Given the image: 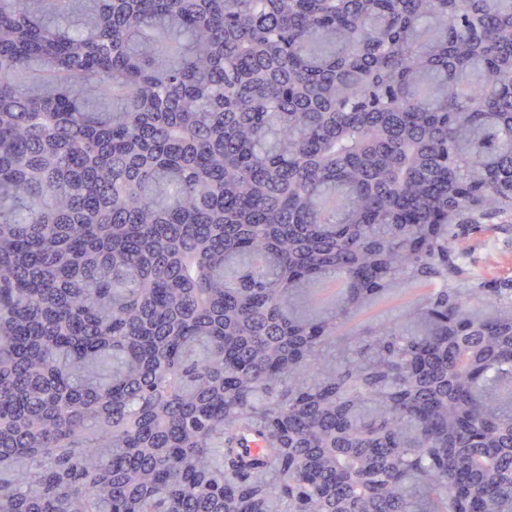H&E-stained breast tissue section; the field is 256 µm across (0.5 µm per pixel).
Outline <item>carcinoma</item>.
I'll use <instances>...</instances> for the list:
<instances>
[{"label":"carcinoma","mask_w":512,"mask_h":512,"mask_svg":"<svg viewBox=\"0 0 512 512\" xmlns=\"http://www.w3.org/2000/svg\"><path fill=\"white\" fill-rule=\"evenodd\" d=\"M511 233L512 0H0V512H512ZM498 263L484 266L479 263V270L487 278H494L512 274V235L501 239L497 245Z\"/></svg>","instance_id":"obj_1"}]
</instances>
